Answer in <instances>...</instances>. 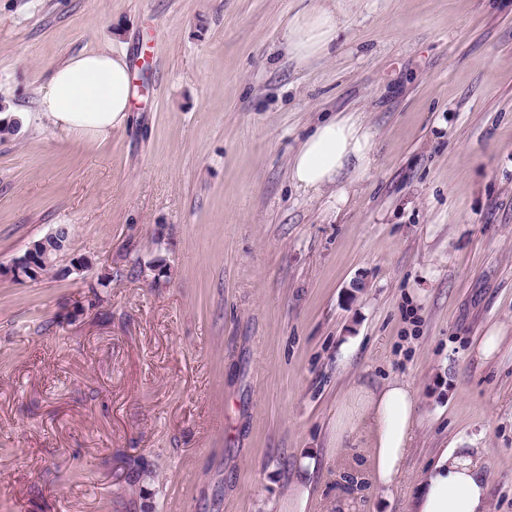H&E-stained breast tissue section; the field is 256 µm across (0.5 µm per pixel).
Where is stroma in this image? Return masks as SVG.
Instances as JSON below:
<instances>
[{
    "label": "stroma",
    "instance_id": "obj_1",
    "mask_svg": "<svg viewBox=\"0 0 512 512\" xmlns=\"http://www.w3.org/2000/svg\"><path fill=\"white\" fill-rule=\"evenodd\" d=\"M301 7L0 0L1 118L80 50L124 49L135 92L105 142L0 141V265L60 224L94 261L0 276V512H286L311 452L315 512H405L456 435L512 512V0H346L307 66L281 45ZM351 111L372 167L341 205L297 190L292 150ZM392 377L421 428L386 500L330 439Z\"/></svg>",
    "mask_w": 512,
    "mask_h": 512
}]
</instances>
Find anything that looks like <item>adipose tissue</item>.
Segmentation results:
<instances>
[{"label":"adipose tissue","mask_w":512,"mask_h":512,"mask_svg":"<svg viewBox=\"0 0 512 512\" xmlns=\"http://www.w3.org/2000/svg\"><path fill=\"white\" fill-rule=\"evenodd\" d=\"M345 30V13L318 0L286 27L283 44L298 62L327 57ZM133 118L130 64L117 49L80 51L56 65L39 91L38 108L19 114L21 124H45L67 136L107 140ZM375 134L358 112L322 122L294 152L291 181L319 193L335 188L337 202L348 200L340 180L347 171L363 173L374 161ZM419 424L409 382L394 379L382 386L362 384L343 399L336 412L333 439L366 436L371 450L370 480L390 498L403 476L402 464ZM488 481L482 452L450 441L440 449L409 502L407 512H486Z\"/></svg>","instance_id":"1"}]
</instances>
